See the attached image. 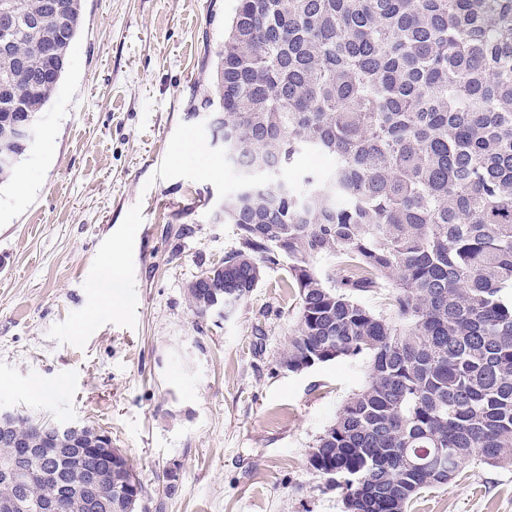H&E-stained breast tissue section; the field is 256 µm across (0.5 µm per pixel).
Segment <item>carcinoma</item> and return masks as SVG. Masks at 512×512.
<instances>
[{
	"label": "carcinoma",
	"mask_w": 512,
	"mask_h": 512,
	"mask_svg": "<svg viewBox=\"0 0 512 512\" xmlns=\"http://www.w3.org/2000/svg\"><path fill=\"white\" fill-rule=\"evenodd\" d=\"M0 183L63 77L82 0H0ZM195 113L240 184L224 203L239 247L187 286L205 317L283 266L298 297L280 366L365 364L366 383L310 452L348 512H408L478 460L512 467V0H236ZM24 120L27 137L13 125ZM333 166L293 182L303 154ZM335 256L336 276L318 268ZM393 286L388 313L362 294ZM69 483L77 451L0 447V473Z\"/></svg>",
	"instance_id": "obj_1"
}]
</instances>
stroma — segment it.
<instances>
[{
  "mask_svg": "<svg viewBox=\"0 0 512 512\" xmlns=\"http://www.w3.org/2000/svg\"><path fill=\"white\" fill-rule=\"evenodd\" d=\"M234 5L83 0L69 66L0 186V407L108 431L144 487L137 512H346L309 454L364 367H280L298 307L282 267L229 316L186 301L238 246L215 217L238 174L191 114ZM111 259L118 306L95 288ZM411 512H512V468L468 461Z\"/></svg>",
  "mask_w": 512,
  "mask_h": 512,
  "instance_id": "35a3bbf8",
  "label": "stroma"
}]
</instances>
